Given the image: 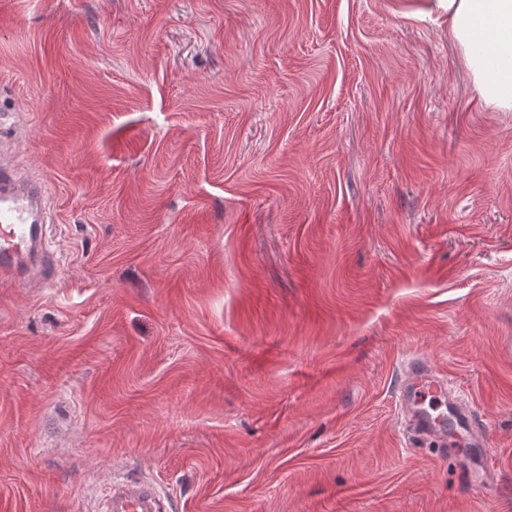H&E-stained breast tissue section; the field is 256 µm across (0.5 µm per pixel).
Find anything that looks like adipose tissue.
I'll list each match as a JSON object with an SVG mask.
<instances>
[{
	"mask_svg": "<svg viewBox=\"0 0 512 512\" xmlns=\"http://www.w3.org/2000/svg\"><path fill=\"white\" fill-rule=\"evenodd\" d=\"M448 17V37L494 112H512V0H425Z\"/></svg>",
	"mask_w": 512,
	"mask_h": 512,
	"instance_id": "obj_1",
	"label": "adipose tissue"
}]
</instances>
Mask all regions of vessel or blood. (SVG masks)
<instances>
[{
    "label": "vessel or blood",
    "instance_id": "b4317fda",
    "mask_svg": "<svg viewBox=\"0 0 512 512\" xmlns=\"http://www.w3.org/2000/svg\"><path fill=\"white\" fill-rule=\"evenodd\" d=\"M44 183L23 173L0 156V283L23 287L18 270L24 256L44 244L41 226L45 209ZM400 401L404 425L414 437L446 444L448 425L444 416L431 415L430 406L447 407L456 425L471 432L474 444L484 436L459 407L443 375L421 358L405 365ZM100 512H169L167 499L149 482L113 481L102 501Z\"/></svg>",
    "mask_w": 512,
    "mask_h": 512
}]
</instances>
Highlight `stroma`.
<instances>
[{"instance_id": "1", "label": "stroma", "mask_w": 512, "mask_h": 512, "mask_svg": "<svg viewBox=\"0 0 512 512\" xmlns=\"http://www.w3.org/2000/svg\"><path fill=\"white\" fill-rule=\"evenodd\" d=\"M423 2L0 0L58 270L0 285V512L122 477L170 512H512V112ZM413 353L484 446L406 433Z\"/></svg>"}]
</instances>
